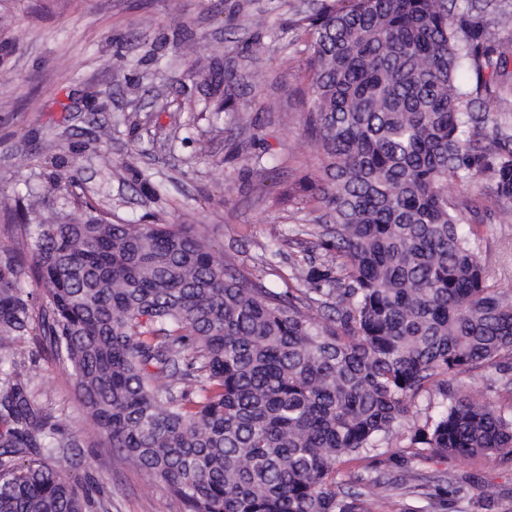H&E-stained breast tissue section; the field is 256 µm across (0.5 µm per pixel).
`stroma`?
<instances>
[{
  "instance_id": "obj_1",
  "label": "stroma",
  "mask_w": 512,
  "mask_h": 512,
  "mask_svg": "<svg viewBox=\"0 0 512 512\" xmlns=\"http://www.w3.org/2000/svg\"><path fill=\"white\" fill-rule=\"evenodd\" d=\"M321 0H0V243L18 238L5 213L24 202L42 223L62 208L45 160L75 170L83 199L129 224H191L220 257L245 267L266 257L287 269L302 249L308 210L289 191L317 150L302 126L307 87L302 18ZM262 40L265 52L253 57ZM234 77L211 90L214 65ZM264 169L255 172L254 158ZM481 256L512 287V212L491 204ZM0 369L22 371L68 441L59 472L104 498L109 512H180L166 485L123 463L88 421L74 379L31 335L0 348ZM430 481L467 497L436 512H512V465L496 458L421 459Z\"/></svg>"
}]
</instances>
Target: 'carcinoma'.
I'll use <instances>...</instances> for the list:
<instances>
[{"instance_id": "cac0c4a2", "label": "carcinoma", "mask_w": 512, "mask_h": 512, "mask_svg": "<svg viewBox=\"0 0 512 512\" xmlns=\"http://www.w3.org/2000/svg\"><path fill=\"white\" fill-rule=\"evenodd\" d=\"M301 27L318 154L301 204L318 216L297 235L324 254L291 261L286 290L217 262L190 225L126 224L82 200L72 172L50 180L82 218L17 210L26 250L0 245V345L40 328L90 422L181 512H394L389 486L340 468L382 448L512 461V405L464 386L512 371V289L479 255L476 198L486 180L512 201V132L476 106L508 75L512 10L322 0ZM434 387L437 413L411 420ZM0 421V512L105 508L59 477L69 443L2 370ZM393 485L431 498L411 468Z\"/></svg>"}]
</instances>
